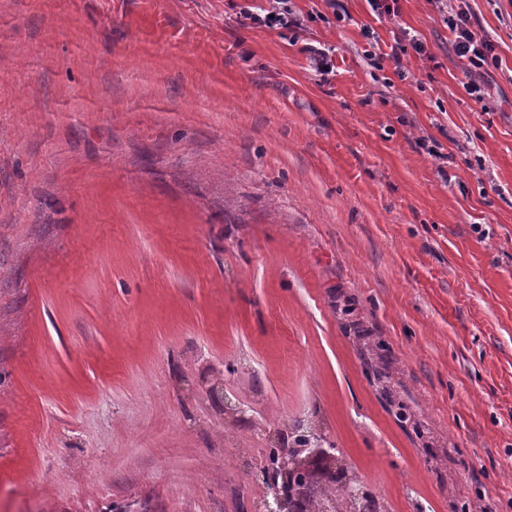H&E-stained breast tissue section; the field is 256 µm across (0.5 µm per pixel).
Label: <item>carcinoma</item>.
Listing matches in <instances>:
<instances>
[{
    "instance_id": "carcinoma-1",
    "label": "carcinoma",
    "mask_w": 512,
    "mask_h": 512,
    "mask_svg": "<svg viewBox=\"0 0 512 512\" xmlns=\"http://www.w3.org/2000/svg\"><path fill=\"white\" fill-rule=\"evenodd\" d=\"M320 428L313 418L297 419L281 424L273 430L268 460L270 467L279 466L282 457L308 447L309 439ZM301 492L288 497L280 512H389L388 505L379 503V498L367 494L365 509H355L349 475L355 467L349 461L339 459L318 466L317 460L307 457L294 458Z\"/></svg>"
}]
</instances>
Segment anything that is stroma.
Listing matches in <instances>:
<instances>
[{"label":"stroma","instance_id":"1","mask_svg":"<svg viewBox=\"0 0 512 512\" xmlns=\"http://www.w3.org/2000/svg\"><path fill=\"white\" fill-rule=\"evenodd\" d=\"M264 3L0 0V512H261L218 381L391 512H512V0H459L480 104L436 0ZM286 0H267L269 8L260 7L261 12H246L243 17L254 25L267 28L295 29L302 26L300 18L289 8ZM448 24L454 37L452 46L455 54L468 62L466 90L476 102L483 103L484 94L480 79L484 78L483 75L487 71L486 66L489 65V58L492 62L496 63L497 61V58L492 54L494 47L489 40L479 36L473 30L471 15L468 12L459 10L454 16L448 18Z\"/></svg>","mask_w":512,"mask_h":512}]
</instances>
